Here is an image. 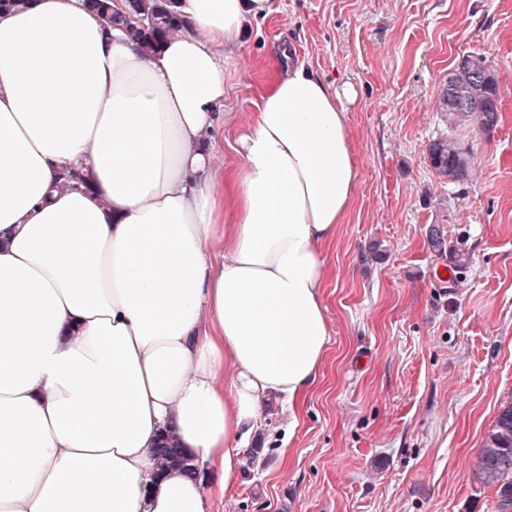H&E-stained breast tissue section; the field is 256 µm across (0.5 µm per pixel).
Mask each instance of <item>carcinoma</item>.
Masks as SVG:
<instances>
[{"label":"carcinoma","instance_id":"1","mask_svg":"<svg viewBox=\"0 0 512 512\" xmlns=\"http://www.w3.org/2000/svg\"><path fill=\"white\" fill-rule=\"evenodd\" d=\"M88 6L108 25L121 27L135 40L146 57L153 56L160 42L181 25L174 10L175 0H126L117 12L111 0H87ZM498 80L487 85L470 86L459 75H448L439 93L438 108L448 113V134L429 145L427 160L440 176H452L455 183H465L472 176L471 150L457 136L459 127L475 124L488 132L499 122ZM90 184L88 174L73 168L60 173V187L75 183ZM157 467L184 468L187 460L181 449L164 446L156 450ZM471 481L495 490V512H512V400L502 405L494 425L486 435L476 460L471 464Z\"/></svg>","mask_w":512,"mask_h":512}]
</instances>
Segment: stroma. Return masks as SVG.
<instances>
[{
	"label": "stroma",
	"mask_w": 512,
	"mask_h": 512,
	"mask_svg": "<svg viewBox=\"0 0 512 512\" xmlns=\"http://www.w3.org/2000/svg\"><path fill=\"white\" fill-rule=\"evenodd\" d=\"M283 51L349 90L356 197L323 248L331 341L303 412L268 400L217 512H494L469 471L512 397V0H274L224 71L220 163ZM476 53L500 120L459 129L476 169L459 185L427 152L448 130L440 84ZM435 224L466 258L444 288Z\"/></svg>",
	"instance_id": "1"
}]
</instances>
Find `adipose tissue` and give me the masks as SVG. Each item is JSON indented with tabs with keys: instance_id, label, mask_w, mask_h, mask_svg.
I'll return each mask as SVG.
<instances>
[{
	"instance_id": "obj_1",
	"label": "adipose tissue",
	"mask_w": 512,
	"mask_h": 512,
	"mask_svg": "<svg viewBox=\"0 0 512 512\" xmlns=\"http://www.w3.org/2000/svg\"><path fill=\"white\" fill-rule=\"evenodd\" d=\"M177 6L148 60L84 0L0 12V512H213L267 398L301 412L324 362L341 96L278 68L219 165L224 65L273 4ZM166 436L194 473L158 471Z\"/></svg>"
}]
</instances>
